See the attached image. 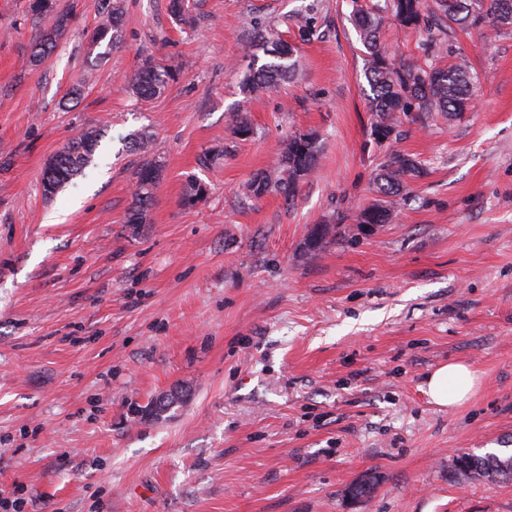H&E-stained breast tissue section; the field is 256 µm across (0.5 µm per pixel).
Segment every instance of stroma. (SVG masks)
<instances>
[{"label": "stroma", "instance_id": "obj_1", "mask_svg": "<svg viewBox=\"0 0 512 512\" xmlns=\"http://www.w3.org/2000/svg\"><path fill=\"white\" fill-rule=\"evenodd\" d=\"M357 1L385 5L190 0L184 25L169 0H121L123 42L98 59L107 0H55L76 18L31 67L41 24L29 0H0V489L22 512H512V482L454 469L512 446V26L451 27L470 107L409 115L381 144ZM269 39L295 47L296 70L246 96ZM379 41L434 59L424 33L390 21ZM146 55L176 76L143 101L125 80ZM87 129L103 133L93 164L45 198L47 162ZM135 131L151 154L129 148ZM303 133L319 156L295 197H251ZM392 148L426 174L368 233L356 217ZM149 157L162 179L134 234ZM192 179L207 192L186 207ZM316 224L341 235L309 252ZM449 361L478 384L440 407L425 380ZM174 389L180 406L136 415ZM367 474L376 489L352 501Z\"/></svg>", "mask_w": 512, "mask_h": 512}]
</instances>
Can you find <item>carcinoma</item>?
Returning <instances> with one entry per match:
<instances>
[{"label":"carcinoma","instance_id":"obj_1","mask_svg":"<svg viewBox=\"0 0 512 512\" xmlns=\"http://www.w3.org/2000/svg\"><path fill=\"white\" fill-rule=\"evenodd\" d=\"M436 4L446 20L462 27H480L489 19L499 26L512 25V0H436ZM387 10L400 26L424 32L436 53H447L448 32L430 23V16L423 12L422 0H387ZM30 11L43 23V28L33 40L29 56V64L37 66L52 54L57 38L71 26L75 14L56 10L53 0H31ZM169 11L176 22H191L185 0H169ZM353 22L368 56L365 77L371 91V135L382 131V140L387 141L399 135L401 114L440 112L448 115L459 111V105L470 100L473 76L464 61H450L440 67L397 64L379 48L377 36L382 17L378 13L358 8L353 13ZM123 25V7L115 2L108 10L105 23L91 38L92 47L100 46L104 40L107 41L106 49L118 47L122 41ZM266 54L272 61L249 69L246 84L251 94L295 70L290 45L273 41ZM171 78V68L145 56L127 82V88L140 99H150L164 90ZM100 138L101 132L98 130L85 131L72 138L50 160L52 175L42 181L46 197H55L92 164ZM317 155L316 136H294L285 147L279 167L272 172L254 175L248 184V192L254 197L270 192L294 197L299 183L314 170ZM422 174L423 169L415 158L397 150L390 151L376 175V188L383 200L361 211L357 215V223H389L404 180ZM161 175L162 165L156 160L146 162L137 170L135 202L127 216L128 224L137 226L143 223L146 212L153 204ZM205 193L206 186L192 180L185 187L183 204L194 206ZM337 234L335 224H315L306 236L309 240L306 249L320 251L334 243ZM455 466L460 472L474 478L512 481V451L507 448L482 455H461L456 458Z\"/></svg>","mask_w":512,"mask_h":512}]
</instances>
